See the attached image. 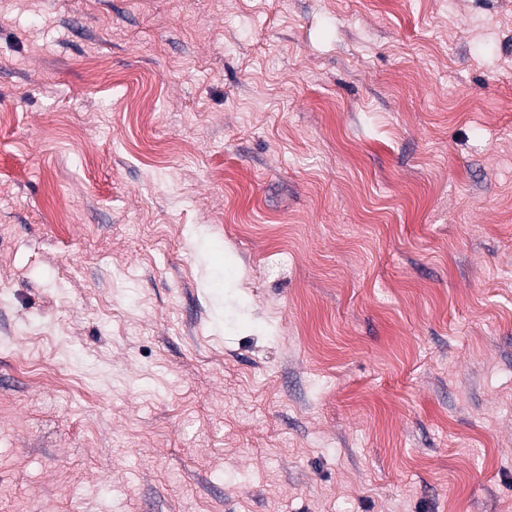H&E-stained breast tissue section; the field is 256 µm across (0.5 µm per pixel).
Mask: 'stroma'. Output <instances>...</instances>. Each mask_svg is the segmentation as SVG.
Masks as SVG:
<instances>
[{
  "label": "stroma",
  "instance_id": "stroma-1",
  "mask_svg": "<svg viewBox=\"0 0 512 512\" xmlns=\"http://www.w3.org/2000/svg\"><path fill=\"white\" fill-rule=\"evenodd\" d=\"M0 512H512V0H0Z\"/></svg>",
  "mask_w": 512,
  "mask_h": 512
}]
</instances>
